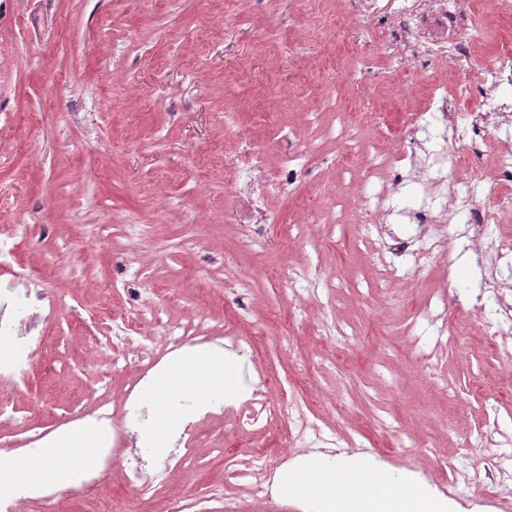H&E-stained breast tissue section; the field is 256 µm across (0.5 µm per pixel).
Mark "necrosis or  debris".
<instances>
[{
    "label": "necrosis or debris",
    "mask_w": 512,
    "mask_h": 512,
    "mask_svg": "<svg viewBox=\"0 0 512 512\" xmlns=\"http://www.w3.org/2000/svg\"><path fill=\"white\" fill-rule=\"evenodd\" d=\"M357 12L365 24H379L390 31L389 55L396 71L406 80L420 74L423 63L440 58L457 64L461 72L471 73V80L461 81L458 94H468L471 83L481 89L480 109L465 116L448 106L447 89H438L429 98L424 110L407 113L408 125L420 130L425 126V115L436 112L453 142L468 146L472 153L482 151V132L490 118L512 116V99L504 97L500 89L512 84V59L499 58L478 63L466 55V46L485 38L486 23L482 18H472L464 30L463 38L448 35V22L457 14L456 0H357ZM447 149L427 151L424 141L413 139L396 146L389 155L374 154L369 164L373 178L362 187L360 205L369 214L362 237L368 245L367 254L374 267L390 273L392 266L386 260L393 251L412 252L415 272H422L425 260L441 258L447 254L448 226L456 224L458 236L474 241L479 252L502 260L512 256L502 237L496 232L506 215L512 214V202L495 209L485 208L477 193L485 178L480 169H473L465 189L449 192L448 177L443 163ZM266 156L256 147L247 148L235 169L232 185L246 197L251 209L263 211L267 195L264 180ZM417 180L423 185L428 205L412 210L413 223L431 225L432 230L420 234L413 242L398 241L394 244L380 242L377 226L383 223L387 205L394 194L408 182ZM19 248L17 232L12 225L0 226V338L8 351L0 356V383L18 386L23 381L31 358L42 340V333L53 318V303L46 292L30 288L31 274L16 269ZM287 412L294 429V438L303 443H323L327 437L315 424L308 409L292 403L288 409L272 404L269 395L253 391L249 402L247 423L258 424ZM96 423L103 437L105 460L127 458L130 450L126 444L127 426L113 420L107 401H100ZM179 446L165 458L153 462H136L129 469L130 483L145 492H167L166 512H183L182 499L169 494L171 475L179 470L190 456L189 443L194 436L193 424L183 421L176 427ZM59 501L58 494L45 486L29 483L18 484L14 492L0 497V512H52Z\"/></svg>",
    "instance_id": "necrosis-or-debris-1"
}]
</instances>
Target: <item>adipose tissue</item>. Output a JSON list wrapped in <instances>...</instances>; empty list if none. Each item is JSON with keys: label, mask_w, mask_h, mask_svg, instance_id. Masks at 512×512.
Segmentation results:
<instances>
[{"label": "adipose tissue", "mask_w": 512, "mask_h": 512, "mask_svg": "<svg viewBox=\"0 0 512 512\" xmlns=\"http://www.w3.org/2000/svg\"><path fill=\"white\" fill-rule=\"evenodd\" d=\"M236 362L209 350L189 352L161 371L142 396L164 428L139 432L137 445L161 450L168 445L167 428L176 427L187 416L177 398L190 391L198 406L234 399L238 392ZM97 452L85 431L68 430L32 455L29 467L39 482L60 488L69 486L73 464L95 466ZM284 496L308 501L313 512H452L451 501L424 486L393 476L362 454H311L278 475Z\"/></svg>", "instance_id": "1"}]
</instances>
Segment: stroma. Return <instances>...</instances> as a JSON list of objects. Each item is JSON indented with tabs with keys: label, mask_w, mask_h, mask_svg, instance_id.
<instances>
[{
	"label": "stroma",
	"mask_w": 512,
	"mask_h": 512,
	"mask_svg": "<svg viewBox=\"0 0 512 512\" xmlns=\"http://www.w3.org/2000/svg\"><path fill=\"white\" fill-rule=\"evenodd\" d=\"M288 10L287 0L275 12H229L224 0H0V210L23 223L19 260L38 270V287L56 300L29 386L14 396L18 414L0 423V437L16 461L30 429L58 430L102 397L123 416V394L146 369L142 339L133 336L113 373L111 351L98 347L102 331L87 327L114 283L155 301L166 320L187 321L200 308L212 342L233 330L249 344L250 377L275 381L281 402H305L339 450L446 482L465 512L481 494L485 512H512V482L489 483L481 463L485 443L512 460V323L484 333L499 323L485 279L496 276L512 298V266H495L452 236L445 261L416 278L408 257L398 258L385 282L361 225H318L296 238L294 218L338 195L353 200L364 175L362 151L341 154L329 143L321 153L335 166L309 162L292 193L270 197L279 221L265 248L251 249L237 222L224 172L239 140L266 150L272 180L283 135L310 137L331 124L329 100L358 136L404 141L414 131L403 114L423 106L425 87L454 84L448 62L434 59L423 81L403 87L383 49L387 34L359 26L355 0L340 5L335 25ZM508 136L512 124L489 121L488 153L476 162L465 146L449 144V189L462 188L476 163L495 185L484 205L512 199L490 158ZM103 224L112 228L104 249L85 260L68 251L74 239L94 240ZM127 224L147 230L131 240ZM238 280L250 286L245 315L224 289ZM440 289L441 317L402 335L400 319ZM242 417L236 402L223 417H198L194 461L175 479L187 512H222L220 502H201L207 487L223 488L242 512H299L300 501L257 502L248 481L225 480L258 451L286 468L307 453L287 418L252 429ZM435 450L470 483L450 484L433 464ZM107 492L112 512H159L160 498L125 485L120 464Z\"/></svg>",
	"instance_id": "35a3bbf8"
}]
</instances>
